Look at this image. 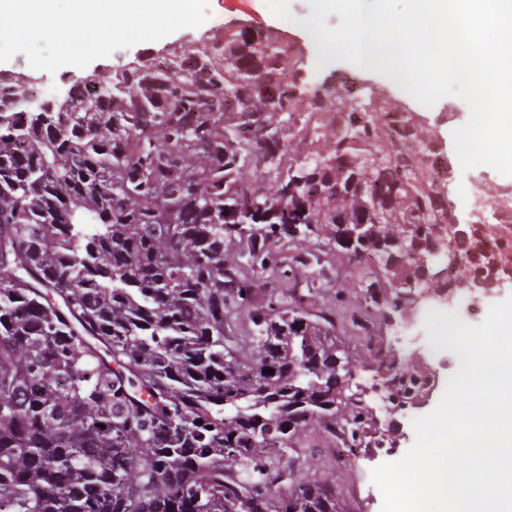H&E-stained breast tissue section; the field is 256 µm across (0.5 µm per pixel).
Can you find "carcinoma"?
<instances>
[{
	"mask_svg": "<svg viewBox=\"0 0 512 512\" xmlns=\"http://www.w3.org/2000/svg\"><path fill=\"white\" fill-rule=\"evenodd\" d=\"M25 92L0 79L19 105L0 108V512H336L309 478L280 499L257 453L338 411L335 325L294 294L258 304L244 271L314 287L310 251L269 266L298 236L399 292L418 280L456 213L415 115L313 85L297 43L231 27L59 106ZM297 137L328 150L292 158ZM468 238L508 271L512 223Z\"/></svg>",
	"mask_w": 512,
	"mask_h": 512,
	"instance_id": "1",
	"label": "carcinoma"
}]
</instances>
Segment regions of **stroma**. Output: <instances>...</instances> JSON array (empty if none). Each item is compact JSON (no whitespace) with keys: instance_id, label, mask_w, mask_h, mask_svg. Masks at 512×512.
<instances>
[{"instance_id":"1","label":"stroma","mask_w":512,"mask_h":512,"mask_svg":"<svg viewBox=\"0 0 512 512\" xmlns=\"http://www.w3.org/2000/svg\"><path fill=\"white\" fill-rule=\"evenodd\" d=\"M290 10L294 19L288 22L275 17L265 0H252L246 8L241 7L239 0H209L208 18L199 27L181 29L157 42L117 49L84 69L61 67L59 75L73 80L86 73H109L142 55L163 54L175 47L195 45L204 32L217 27L232 26L255 34L277 29L304 48L307 74L316 82L344 84L360 95L370 87L381 90L392 101L415 113L421 131L431 134L449 162L448 188L460 223L468 224L473 220L463 203L469 175L480 176L496 192H512V177L502 176L491 167L478 166L473 172H463L452 137L453 130L469 117V107L463 100L449 96L427 107L410 97L392 79L339 61L333 55L322 54L313 34L300 25L301 20L312 13L307 0H290ZM368 275V269L359 265L338 266L337 280L348 284V292L340 294L326 285L316 289L304 304L305 311L311 314L332 310L337 343L360 355L353 367L354 377L344 390L345 395L353 397L360 405L363 413L364 423L357 433L358 447L338 450L336 441L327 435L325 428L314 426L302 433L291 447L269 451L272 459L282 469L291 471L293 476L315 478L336 485L338 512H380L382 495L371 481L372 469L382 463L399 460L413 445V419L435 409L449 378L459 367L454 353L430 344L425 329L428 313L443 310V303L423 298L413 304L409 317L375 318L374 309L366 304L360 288ZM399 326L405 327L406 339L396 338L395 329ZM406 368L424 370L430 384L412 405L393 412L392 416H383L374 408L366 384L385 377L389 370ZM379 434L392 440L391 450L379 453L368 448V441Z\"/></svg>"}]
</instances>
